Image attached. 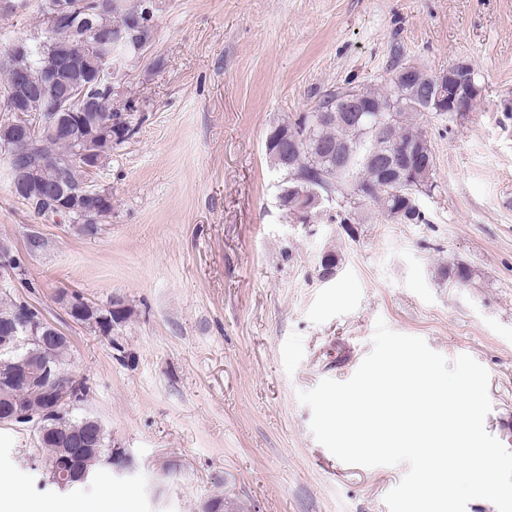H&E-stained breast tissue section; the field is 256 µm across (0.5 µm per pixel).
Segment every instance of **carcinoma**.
<instances>
[{"label":"carcinoma","mask_w":512,"mask_h":512,"mask_svg":"<svg viewBox=\"0 0 512 512\" xmlns=\"http://www.w3.org/2000/svg\"><path fill=\"white\" fill-rule=\"evenodd\" d=\"M57 0H42L39 12L42 18L43 38L26 42L25 51L18 54L14 69L0 70V153L9 157L12 189L16 190L33 213L49 219L52 207L37 203L40 193L38 181L47 176L67 188L85 193L82 210L99 224L112 219V196L87 192L91 187L90 174L79 159L82 139L91 142L96 156L107 162L112 148L123 143L134 133L133 108L112 110V88L107 83L106 70L112 64L113 50L96 46L74 25H59L52 21L53 5ZM78 15L89 16L95 25L107 33H119L122 43L118 51L122 61L139 59L151 46L155 28V0H138L133 7L125 0H73ZM409 63L396 60L387 69L383 89H366L363 94L372 111L391 121L389 129L373 123L348 120L339 112L343 97L350 87L330 90L322 95L308 112L296 119L272 127L266 138V154L279 176L277 203L287 215L302 192L314 187L321 191L324 201H332L339 211L335 218L341 224H355L360 214L375 208L390 220L418 224L423 214H414V220L401 213L406 208L402 196L390 193L394 189L385 167L387 156L397 154L406 163L414 161L415 152L428 146V140L414 122L424 112H438L431 99L434 76L422 71L403 80L402 72ZM25 82L24 108L46 120L62 118L69 122L65 134L39 133L37 139L23 148L15 147L9 131L3 129L7 120L6 94L16 86V78ZM330 113L329 119L315 125L318 113ZM435 156L430 166L408 186L416 195H429L437 187ZM440 278L458 286L468 284L472 270L465 264L448 263L439 268ZM20 304L12 302L0 308V328L13 327L23 336L18 322ZM106 310L86 309V326L106 335ZM18 356L33 361L40 359V349L33 344L20 343L0 347V367ZM70 344L64 342L56 357L55 371L59 382L72 383L88 396L90 387L83 379L69 374ZM0 403L25 409L31 403L29 394L19 387L0 385ZM63 416L56 419V441L42 446V463L50 469L61 454L62 440L87 433L83 418L74 416L76 408L62 405ZM111 451L110 439L101 432L85 455L79 460L87 479L104 466L101 455Z\"/></svg>","instance_id":"cac0c4a2"}]
</instances>
